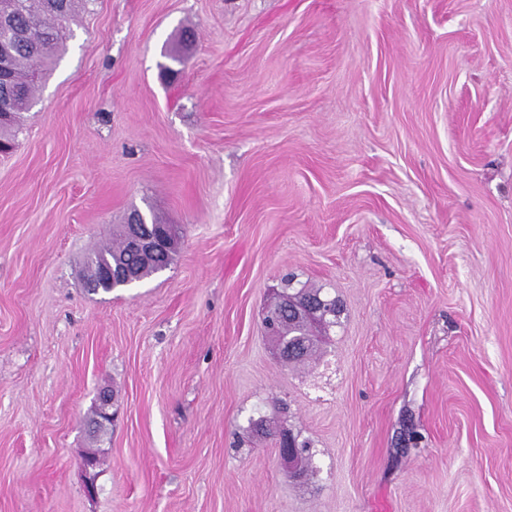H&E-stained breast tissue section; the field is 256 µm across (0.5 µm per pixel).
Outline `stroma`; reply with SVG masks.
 <instances>
[{
    "label": "stroma",
    "mask_w": 512,
    "mask_h": 512,
    "mask_svg": "<svg viewBox=\"0 0 512 512\" xmlns=\"http://www.w3.org/2000/svg\"><path fill=\"white\" fill-rule=\"evenodd\" d=\"M135 210L173 262L89 292ZM291 274L343 311L287 366L262 320ZM0 512H512V0L72 18L0 155ZM272 440H275L276 445L279 449V458L283 467L288 471V475L291 478H302V474L299 470H301L305 475L308 473V458L306 457V452L308 446L303 443L301 444L300 454L301 459L299 463V469L296 466V460L299 454V449L297 439L294 434L288 430V434H282L279 436L281 439V448H279V441L277 438L278 429L271 430L267 427H264V431L262 432Z\"/></svg>",
    "instance_id": "stroma-1"
}]
</instances>
